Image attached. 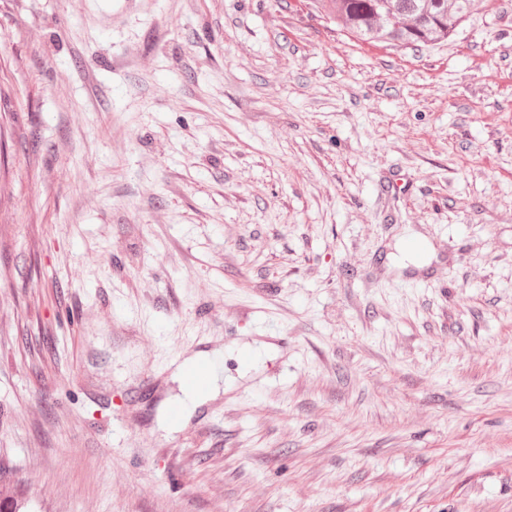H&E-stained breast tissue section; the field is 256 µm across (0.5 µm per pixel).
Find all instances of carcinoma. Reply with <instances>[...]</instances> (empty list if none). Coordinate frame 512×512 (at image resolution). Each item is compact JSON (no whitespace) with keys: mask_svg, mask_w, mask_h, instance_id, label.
<instances>
[{"mask_svg":"<svg viewBox=\"0 0 512 512\" xmlns=\"http://www.w3.org/2000/svg\"><path fill=\"white\" fill-rule=\"evenodd\" d=\"M474 0H309L311 12L362 42L411 48L444 42L467 22ZM0 512H33L19 496L0 497Z\"/></svg>","mask_w":512,"mask_h":512,"instance_id":"carcinoma-1","label":"carcinoma"}]
</instances>
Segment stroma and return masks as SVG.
<instances>
[{"mask_svg": "<svg viewBox=\"0 0 512 512\" xmlns=\"http://www.w3.org/2000/svg\"><path fill=\"white\" fill-rule=\"evenodd\" d=\"M305 2L0 0L35 512H512V0L408 49ZM201 354L224 390L166 429Z\"/></svg>", "mask_w": 512, "mask_h": 512, "instance_id": "1", "label": "stroma"}]
</instances>
